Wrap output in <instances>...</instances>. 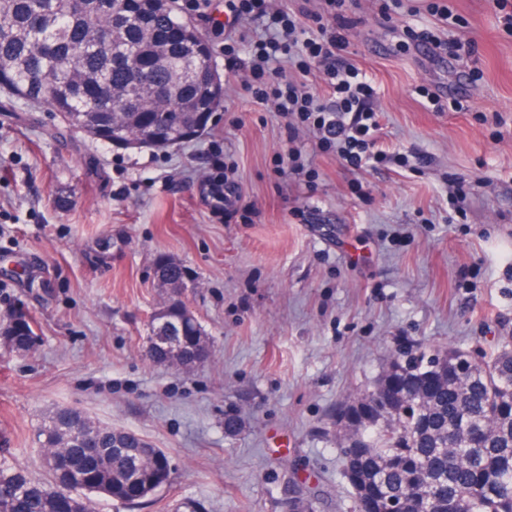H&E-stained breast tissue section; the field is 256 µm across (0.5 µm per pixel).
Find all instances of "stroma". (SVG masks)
Listing matches in <instances>:
<instances>
[{
  "instance_id": "1",
  "label": "stroma",
  "mask_w": 512,
  "mask_h": 512,
  "mask_svg": "<svg viewBox=\"0 0 512 512\" xmlns=\"http://www.w3.org/2000/svg\"><path fill=\"white\" fill-rule=\"evenodd\" d=\"M429 2L347 11L344 56L375 84L383 147L404 167L354 170L312 131L287 136L223 67L225 0L185 12L224 81L197 141L56 140L47 106L0 105V312L23 303L39 336L26 353L0 348L1 459L43 477L35 430L69 406L170 457V483L141 506L95 496L92 512H290L311 495L314 512H351L337 405L399 343L512 341V30L492 0H447L446 22ZM424 89L468 108L427 109ZM106 235L111 260L89 263ZM160 254L197 282L185 301L212 353L188 372L146 353Z\"/></svg>"
}]
</instances>
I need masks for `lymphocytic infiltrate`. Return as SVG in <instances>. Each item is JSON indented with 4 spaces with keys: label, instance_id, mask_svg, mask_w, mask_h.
I'll use <instances>...</instances> for the list:
<instances>
[{
    "label": "lymphocytic infiltrate",
    "instance_id": "lymphocytic-infiltrate-1",
    "mask_svg": "<svg viewBox=\"0 0 512 512\" xmlns=\"http://www.w3.org/2000/svg\"><path fill=\"white\" fill-rule=\"evenodd\" d=\"M228 9L224 61L228 70H249L247 90L254 103L296 115L315 131L322 151L336 153L352 169L388 159L375 88L357 66L338 57L352 26L346 0H316L313 7L294 11L271 9L270 0H228ZM251 25L263 34L250 40L251 56L244 61L239 49ZM315 69L324 74L329 96L324 103L307 81Z\"/></svg>",
    "mask_w": 512,
    "mask_h": 512
}]
</instances>
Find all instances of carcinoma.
Masks as SVG:
<instances>
[{"mask_svg": "<svg viewBox=\"0 0 512 512\" xmlns=\"http://www.w3.org/2000/svg\"><path fill=\"white\" fill-rule=\"evenodd\" d=\"M204 40L175 0H0V93L12 103L48 106L61 119L53 132H95L172 147L180 125L192 128L215 107ZM157 274L186 267L166 255ZM33 318L0 313V344L30 350ZM340 450L353 512H512V349L476 359L457 348L402 343L376 383L336 410ZM114 428L57 406L36 439L49 479L0 462V512H63V498L89 512L93 495L137 506L169 483V455L141 458L115 447ZM86 448L98 453L88 457ZM60 453L78 467L52 465Z\"/></svg>", "mask_w": 512, "mask_h": 512, "instance_id": "obj_1", "label": "carcinoma"}]
</instances>
